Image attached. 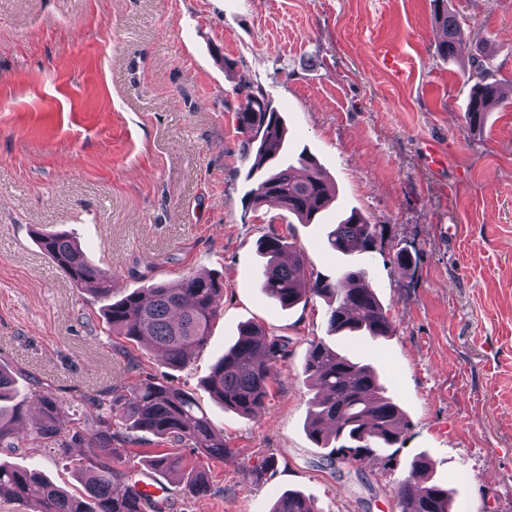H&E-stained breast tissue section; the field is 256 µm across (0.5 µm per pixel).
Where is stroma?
<instances>
[{
  "label": "stroma",
  "instance_id": "1",
  "mask_svg": "<svg viewBox=\"0 0 512 512\" xmlns=\"http://www.w3.org/2000/svg\"><path fill=\"white\" fill-rule=\"evenodd\" d=\"M448 3L473 30L452 61L434 53L430 0H0V366L19 401L45 385L76 418L88 395L143 371L192 392L229 446L208 464L207 492L156 473L153 444L120 463L167 485V512H270L288 490L318 512H398L394 490L418 456L470 512H512V0ZM479 38L495 51L500 105L473 131L461 65ZM250 92L284 118L290 154L314 156L336 191L314 223L250 203L235 118ZM432 148L442 168L429 166ZM353 210L377 238L345 257L325 232ZM272 230L323 277L365 268L394 335H332L323 299H270L257 243ZM59 231L111 273L116 300L190 271L223 279L221 313L187 367L165 368L144 343L116 346L100 302L40 247ZM402 248L416 257L407 272L393 263ZM250 322L288 341L253 417L204 385ZM314 340L376 368L403 413L395 451L357 467L310 439ZM79 455L30 433L0 448V463L78 495ZM270 457L275 469L252 482Z\"/></svg>",
  "mask_w": 512,
  "mask_h": 512
}]
</instances>
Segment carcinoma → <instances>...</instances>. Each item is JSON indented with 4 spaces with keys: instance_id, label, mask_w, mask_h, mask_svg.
<instances>
[{
    "instance_id": "obj_1",
    "label": "carcinoma",
    "mask_w": 512,
    "mask_h": 512,
    "mask_svg": "<svg viewBox=\"0 0 512 512\" xmlns=\"http://www.w3.org/2000/svg\"><path fill=\"white\" fill-rule=\"evenodd\" d=\"M434 19L442 30L436 54L451 59L464 30L458 14L448 10L447 0H432ZM475 80L468 96L464 119L471 130L483 127L488 112L499 103L493 80L491 56L482 46L471 55L467 80ZM242 150L252 159L248 176H257L252 203L279 205L301 224L313 223L332 197L322 171L309 157L288 162L286 127L282 116L269 107L263 95L249 92L236 112ZM376 225L356 210L341 219L327 234L335 252L351 255L369 251L375 243ZM42 250L75 285L89 288L104 302L102 316L112 338L120 341L147 339L162 362L180 370L191 355L202 349L211 326L220 314L224 283L209 275L188 272L175 284L159 282L112 300V275L89 262L75 240L66 233L43 234ZM258 248L268 256L260 272L262 291L284 307L311 296L328 306L329 332L341 336H365L381 341L394 328L380 300L367 283L364 268L340 265L336 279L310 270L301 250L273 231L262 236ZM288 355V341L269 334L258 324L241 328L240 337L224 352L204 380L210 394L243 416L257 414L269 397L278 374L277 365ZM303 373L312 380L308 430L329 459L360 465L383 448L398 444L403 433L402 411L386 395L375 369L353 361L321 342H311ZM13 374L0 367V445L16 449L22 442L20 426L26 419L23 405L8 404L13 398ZM93 414L68 422L62 401L53 393L39 397L40 413L31 419L40 438L64 456L80 445L84 455L71 460L84 479L85 495L75 497L41 474L26 468L0 464V498L32 505L35 512H165V502L151 499L138 483L114 462L127 447L140 443L138 433L152 435L170 445H184L209 459L227 452L224 435L215 432L193 394L155 374L140 372L136 384L115 382L88 398ZM180 457L154 452L150 465L161 472L181 470ZM428 463L412 461L410 476L395 489L399 512H451L448 489L427 484ZM209 474L204 468L187 474L184 491H207ZM270 512H317L313 502L298 492L277 498Z\"/></svg>"
}]
</instances>
